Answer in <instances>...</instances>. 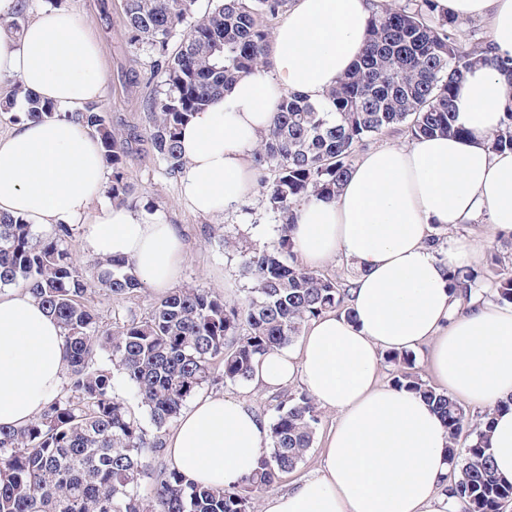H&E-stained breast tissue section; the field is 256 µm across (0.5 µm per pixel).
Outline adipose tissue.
Instances as JSON below:
<instances>
[{
	"mask_svg": "<svg viewBox=\"0 0 512 512\" xmlns=\"http://www.w3.org/2000/svg\"><path fill=\"white\" fill-rule=\"evenodd\" d=\"M380 0H292L272 31L270 63L242 74L184 125L180 200L214 217L255 190V150L282 97L325 94L362 52ZM438 12L483 18L496 52L512 55V0H436ZM104 61L88 26L72 11L44 8L19 38L0 34V78L49 102L55 115L17 123L0 136V213L32 228H84L87 252L122 257L140 284L162 293L179 279L186 246L156 207L105 201L109 171L97 137L74 115L103 96ZM512 81L475 65L454 97L465 137L437 134L404 148L364 154L332 201L295 212L292 237L304 265L352 267L351 315L312 320L296 350L269 352L253 387L300 385L335 411L319 470L270 496L264 512H450L449 434L419 395L380 384L390 350L430 348L431 368L449 393L495 409L490 454L512 481V304L473 292L461 303L451 270L482 256L478 241L429 239L437 227L487 221L512 235V151L491 137ZM62 329L21 287L0 292V424L22 427L61 390L69 366ZM268 424L243 402L198 397L166 437L172 465L191 481L224 488L257 467Z\"/></svg>",
	"mask_w": 512,
	"mask_h": 512,
	"instance_id": "obj_1",
	"label": "adipose tissue"
}]
</instances>
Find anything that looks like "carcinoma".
<instances>
[{
  "mask_svg": "<svg viewBox=\"0 0 512 512\" xmlns=\"http://www.w3.org/2000/svg\"><path fill=\"white\" fill-rule=\"evenodd\" d=\"M197 2H122L127 44L149 51L164 75L163 96L146 102L148 139L136 129L107 125L99 105L76 113L99 136L112 168L109 194L121 205L136 204L125 166L137 145L147 141L168 175L181 174L180 129L241 74L269 64L267 21L288 6V0H217L199 15ZM459 26L435 12V0L383 3L372 16L363 52L322 101L294 92L282 99L254 156L279 235L272 244L241 251L252 287L240 300L228 301L209 288H182L146 316L132 315L106 329L86 297L98 291L119 300L141 288L129 261L97 257L82 268L67 248L73 226L60 224L37 240L23 219L0 214V287L28 290L60 323L69 363L66 387L41 417L19 428L0 426V512H257L259 496L296 469L312 447L319 416L309 394L276 405L267 448L237 486L193 484L173 467L152 466L144 449L161 451L167 425L211 379L214 361L223 365L224 384L248 382L255 361L290 344L308 321L328 311L351 313L350 282L301 264L291 228L303 201L336 198L357 147L398 126L414 139L464 134L453 123L454 89L482 61L511 78L506 117L493 144L512 148V56L496 54L490 44L464 47ZM175 37L180 42L171 54ZM53 116L49 103L25 95V119ZM450 285L464 298L485 286L499 302L512 303V278L492 268L453 270ZM103 351L113 368L96 365ZM385 360L395 366L391 385L423 397L446 423L454 474L449 491L457 512H502L512 501V482L496 474L488 453L492 410L475 416L427 384L415 372L411 352H389ZM114 369L133 386L154 434L115 393ZM146 478L153 479L149 507L139 491Z\"/></svg>",
  "mask_w": 512,
  "mask_h": 512,
  "instance_id": "cac0c4a2",
  "label": "carcinoma"
}]
</instances>
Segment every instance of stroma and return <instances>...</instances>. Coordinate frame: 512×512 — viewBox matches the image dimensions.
<instances>
[{
  "mask_svg": "<svg viewBox=\"0 0 512 512\" xmlns=\"http://www.w3.org/2000/svg\"><path fill=\"white\" fill-rule=\"evenodd\" d=\"M57 6L76 12L86 20L98 41L105 59L104 95L100 101L106 120L113 127L148 126L146 101L162 90L164 77L154 74L150 83L130 84L127 76L149 70L152 57L145 51L130 48L125 40V24L121 0H28V10ZM128 183L134 188L138 203L158 207L166 212L187 243V257L183 265L179 287L209 288L225 299L234 300L250 288L244 277L241 258L237 251L225 248L224 234L232 232L240 244L261 245L274 242L278 226L266 207L262 193H255L237 210L212 218L191 213L179 200L178 178L166 174L163 164L143 148L127 161ZM160 294L143 287L122 300L92 295L89 303L98 312L104 325L113 322L114 310L132 311L144 315L159 302ZM204 394H221L246 402L265 418L275 414L276 397L259 391L251 384L227 385L223 381L208 382L200 388ZM312 447L303 462L279 483L280 488L301 482L319 467L325 439L336 421L334 412L320 410Z\"/></svg>",
  "mask_w": 512,
  "mask_h": 512,
  "instance_id": "stroma-1",
  "label": "stroma"
}]
</instances>
